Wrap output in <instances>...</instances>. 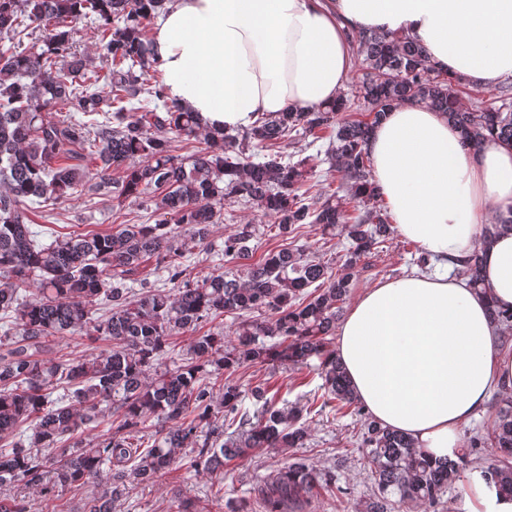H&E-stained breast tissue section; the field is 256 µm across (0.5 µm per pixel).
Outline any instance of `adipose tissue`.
<instances>
[{"mask_svg": "<svg viewBox=\"0 0 512 512\" xmlns=\"http://www.w3.org/2000/svg\"><path fill=\"white\" fill-rule=\"evenodd\" d=\"M376 30L426 46L436 67L473 87L512 76V0H172L153 34L168 98L204 123L250 127L261 115L311 111L347 89L353 34ZM395 230L433 264L483 255L484 287L411 274L368 288L338 329L337 356L356 399L383 426L442 461L493 392L512 389V350L490 309L512 312V147L464 148L445 114L394 107L369 141Z\"/></svg>", "mask_w": 512, "mask_h": 512, "instance_id": "adipose-tissue-1", "label": "adipose tissue"}]
</instances>
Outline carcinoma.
Masks as SVG:
<instances>
[{
	"instance_id": "obj_1",
	"label": "carcinoma",
	"mask_w": 512,
	"mask_h": 512,
	"mask_svg": "<svg viewBox=\"0 0 512 512\" xmlns=\"http://www.w3.org/2000/svg\"><path fill=\"white\" fill-rule=\"evenodd\" d=\"M166 0H0V37L22 43L33 24H44L43 47L0 50V488L23 484L46 496L96 484L100 491L82 512H113L114 500L177 463L221 472L263 448H300L308 434L303 406H279L260 385V406L243 409L240 386L224 372L286 359L319 361L329 399L364 418L365 463L373 494L358 512H392L396 495L431 507L471 464L488 461L483 476L512 499V399L499 403L487 430L476 431L457 459L435 462L402 433L364 416L339 366L331 336L361 258L393 233L373 183L366 144L389 110L416 102L448 116L467 147L488 136L512 146V107L491 102L464 107L456 79L430 63L426 48L395 33L353 36L361 65L352 76V99L312 112L264 115L235 134L202 125L195 112L168 100L151 62L146 27ZM84 20L100 37L105 65L74 49L73 24ZM366 118L348 114L351 100ZM204 133L202 145L191 141ZM301 135L328 141L325 161L350 182V195L334 191L317 207L316 158L297 161L286 142ZM189 148L185 159L174 155ZM262 160L253 161L254 151ZM123 170L120 179L112 171ZM112 185L117 198L154 206L153 224H120L110 232L31 230L34 208H49L90 181ZM226 202L253 206L274 218L275 236L288 238L317 226L350 247L345 273L302 250L281 248L252 261L251 224L224 239L221 254L233 268L187 274L185 261L210 243ZM153 258L172 290L136 278ZM474 253L457 273L472 288L483 285ZM103 297L96 317L89 303ZM233 317L236 343L224 331L193 338L186 357L162 362L173 340L225 316ZM103 336L112 347L54 363L39 357L60 337ZM273 343H267V339ZM66 383L68 393L52 398ZM114 432L94 444L85 432L107 417ZM158 421V437L145 451L134 443ZM239 421L238 438L224 441V422ZM68 448L58 457L42 450ZM320 472L297 459L271 482L258 485L263 512H302L306 499L327 490ZM0 512H29L14 494L0 495Z\"/></svg>"
}]
</instances>
